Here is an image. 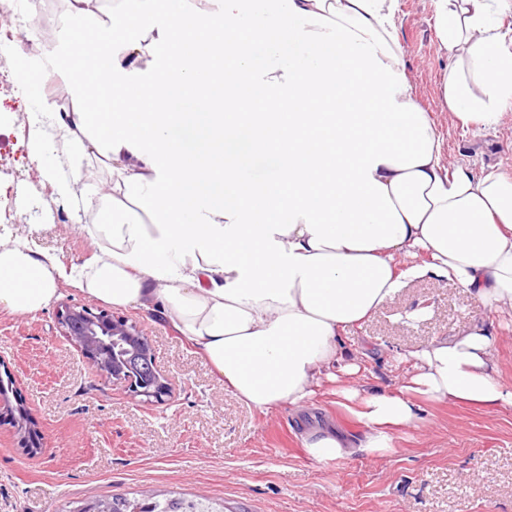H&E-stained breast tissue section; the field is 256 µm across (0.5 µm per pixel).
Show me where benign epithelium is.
Listing matches in <instances>:
<instances>
[{
    "label": "benign epithelium",
    "instance_id": "benign-epithelium-1",
    "mask_svg": "<svg viewBox=\"0 0 512 512\" xmlns=\"http://www.w3.org/2000/svg\"><path fill=\"white\" fill-rule=\"evenodd\" d=\"M56 318L61 334L77 351L96 363L100 375L124 384L132 397L157 400L172 391L171 379L155 367L150 342L135 323L107 312H94L88 307L76 305L61 308ZM132 339L146 346L143 353L145 375L139 380L108 367L109 355H114L117 360L123 358L128 351L127 344Z\"/></svg>",
    "mask_w": 512,
    "mask_h": 512
}]
</instances>
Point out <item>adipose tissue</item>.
<instances>
[{
	"mask_svg": "<svg viewBox=\"0 0 512 512\" xmlns=\"http://www.w3.org/2000/svg\"><path fill=\"white\" fill-rule=\"evenodd\" d=\"M62 2L70 107L43 113L30 155L42 184L94 213L77 227L94 253L66 270L38 225L0 228V313L43 310L70 280L159 315L259 413L334 385L372 453L422 423L420 400L512 406L484 321L401 354L392 393L362 387L341 345L418 278L512 310V174L446 163L411 93L398 0ZM432 3L444 109L464 129L512 122V38L495 22L512 0ZM178 122L199 130L194 151L172 141ZM59 141L64 169L46 162ZM271 148L277 177L242 178Z\"/></svg>",
	"mask_w": 512,
	"mask_h": 512,
	"instance_id": "adipose-tissue-1",
	"label": "adipose tissue"
}]
</instances>
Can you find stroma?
<instances>
[{
  "instance_id": "stroma-1",
  "label": "stroma",
  "mask_w": 512,
  "mask_h": 512,
  "mask_svg": "<svg viewBox=\"0 0 512 512\" xmlns=\"http://www.w3.org/2000/svg\"><path fill=\"white\" fill-rule=\"evenodd\" d=\"M396 24L414 99L440 134L446 161L476 175L490 164L512 171V123L465 131L441 108L447 61L431 0H398ZM6 68L14 90L0 95V201L16 210L19 234L40 224L39 246L61 267L82 264L91 241L74 231V210L41 187L27 156L31 130L21 117L40 105L24 94L22 60ZM63 305L105 307L66 284L44 310L0 313V377L12 379L7 398L42 434L38 453H27L17 425L0 416V512H73L91 499L139 491L211 502L224 512H512V407L423 403L424 425L397 433L391 451L372 455L362 446L363 425L336 395L260 414L159 317L123 308L120 316L148 336L173 383L165 402L147 404L99 376L60 335L55 311ZM478 318L499 335V377L512 389V316L484 308L447 279L410 282L343 341L359 357L364 383L393 390L404 375L396 353ZM319 429L349 441L341 459L308 457L304 441Z\"/></svg>"
}]
</instances>
